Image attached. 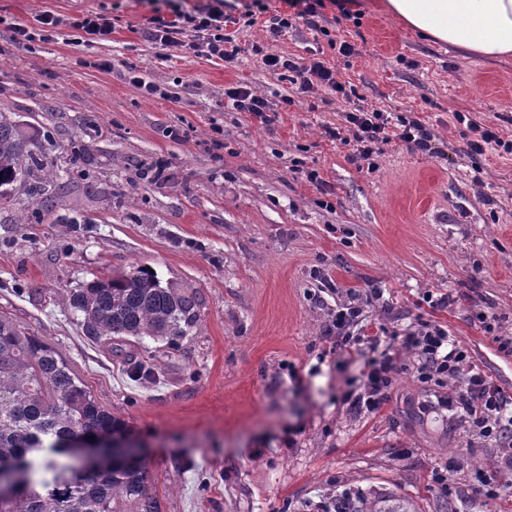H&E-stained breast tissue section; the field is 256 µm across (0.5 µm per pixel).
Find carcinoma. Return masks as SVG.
Listing matches in <instances>:
<instances>
[{"mask_svg":"<svg viewBox=\"0 0 512 512\" xmlns=\"http://www.w3.org/2000/svg\"><path fill=\"white\" fill-rule=\"evenodd\" d=\"M54 173L33 141L0 112V206L17 184L33 200L32 224H50ZM69 306L83 335L104 342L131 361L135 339L173 346L198 321L200 297L164 287L147 268L100 278L76 289ZM123 420L105 410L53 347L0 314V467L24 461L28 490L0 499V512H161L150 467L133 457L107 472L87 473L62 459L63 445L82 433L103 439L127 436ZM335 512H417L409 500L342 495Z\"/></svg>","mask_w":512,"mask_h":512,"instance_id":"1","label":"carcinoma"}]
</instances>
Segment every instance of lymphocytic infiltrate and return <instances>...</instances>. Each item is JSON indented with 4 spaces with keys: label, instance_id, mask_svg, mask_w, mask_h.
<instances>
[{
    "label": "lymphocytic infiltrate",
    "instance_id": "f902f5d3",
    "mask_svg": "<svg viewBox=\"0 0 512 512\" xmlns=\"http://www.w3.org/2000/svg\"><path fill=\"white\" fill-rule=\"evenodd\" d=\"M284 2L289 7L288 13L280 12L270 18L267 41L254 45V54L267 70L297 85L300 92L309 93L324 87L345 93L346 86L337 80L335 69L328 67L321 58L306 62L295 60L275 53L271 44L301 24L319 30L325 18V5L341 7L347 0ZM231 20V15L224 12V0H195L189 7L175 0L169 10H156L145 34L163 47L166 57L178 58L192 53L230 63L238 54L232 38L224 33ZM65 26L69 27L76 45L104 41L112 34V18L103 12L66 21L47 11L37 17L35 25L11 22L7 29L14 44L28 47L36 42L54 41ZM343 122V127L328 129L327 134L350 146L349 159L355 163L371 162L381 153L383 144L394 136L408 148L425 154L441 151L437 135L413 117L359 107L344 113ZM364 320L360 304H343L337 306L326 330L327 336L335 338L337 346L348 350L362 347L369 352L361 370L360 390L349 398L351 408L372 411L381 405L393 384L398 355L400 351H407L414 357L409 371L419 381L440 385L448 379L460 380L462 388L449 396L448 406L461 409L481 436L498 442L505 467L512 469V397L505 395L491 377L470 362L467 351L451 337L448 329L428 320L390 337L381 329L368 335L358 331Z\"/></svg>",
    "mask_w": 512,
    "mask_h": 512
}]
</instances>
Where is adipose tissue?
<instances>
[{
  "label": "adipose tissue",
  "mask_w": 512,
  "mask_h": 512,
  "mask_svg": "<svg viewBox=\"0 0 512 512\" xmlns=\"http://www.w3.org/2000/svg\"><path fill=\"white\" fill-rule=\"evenodd\" d=\"M383 7L423 34L469 54L512 57V0H384Z\"/></svg>",
  "instance_id": "1"
}]
</instances>
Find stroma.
I'll list each match as a JSON object with an SVG mask.
<instances>
[{
  "instance_id": "obj_1",
  "label": "stroma",
  "mask_w": 512,
  "mask_h": 512,
  "mask_svg": "<svg viewBox=\"0 0 512 512\" xmlns=\"http://www.w3.org/2000/svg\"><path fill=\"white\" fill-rule=\"evenodd\" d=\"M381 2L358 0L357 21L326 6L338 19L329 35L301 27L273 44L281 55L321 53L354 85L347 99L297 93L256 61L265 12L253 26L227 25L239 47L228 64L163 60L145 36L152 0H0V16L23 25L45 11L103 10L114 22L111 41L80 46L65 29L35 49L0 35V112L41 139L55 171L85 145L96 187L62 182L58 224L25 223L31 198L15 188L0 209V311L125 420L162 512H327L342 493L405 498L418 512H512V496L481 493L488 478L512 484V470L444 405L457 383L424 384L405 369L375 412L357 413L344 395L363 358L324 336L337 305L353 301L390 333L435 320L512 395V155L469 157L453 119L470 114L512 140V58L424 37ZM331 37L355 55L331 50ZM99 59L111 69L95 68ZM130 63L173 98L143 97L124 76ZM240 83L268 100L267 123L231 108L226 92ZM358 106L419 119L443 155L395 139L375 168L352 164L325 130ZM158 160L165 172L142 179ZM135 266L203 300L177 348L140 349L164 368L157 384L133 381L68 309L74 289ZM443 294L449 306L431 308L428 296ZM441 465L444 489L429 479Z\"/></svg>"
}]
</instances>
